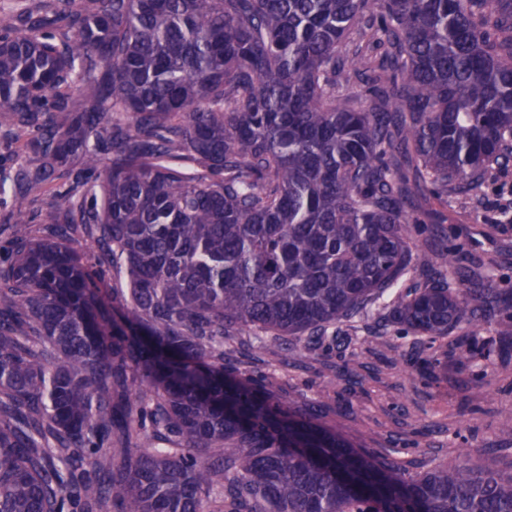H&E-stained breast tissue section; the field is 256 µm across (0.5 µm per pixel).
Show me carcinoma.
Wrapping results in <instances>:
<instances>
[{
	"mask_svg": "<svg viewBox=\"0 0 512 512\" xmlns=\"http://www.w3.org/2000/svg\"><path fill=\"white\" fill-rule=\"evenodd\" d=\"M3 128L17 184H71L7 220L0 512H512V469L397 476L224 376L227 336L322 337L448 266L403 206L512 161V0H15ZM504 306L437 277L386 320Z\"/></svg>",
	"mask_w": 512,
	"mask_h": 512,
	"instance_id": "cac0c4a2",
	"label": "carcinoma"
}]
</instances>
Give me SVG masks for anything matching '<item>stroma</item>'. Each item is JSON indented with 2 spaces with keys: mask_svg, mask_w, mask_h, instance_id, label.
I'll use <instances>...</instances> for the list:
<instances>
[{
  "mask_svg": "<svg viewBox=\"0 0 512 512\" xmlns=\"http://www.w3.org/2000/svg\"><path fill=\"white\" fill-rule=\"evenodd\" d=\"M21 161L18 141L0 134V253L12 247L6 214L27 205L13 183ZM488 185L468 194L414 195L405 213L413 254L448 249L454 263L444 274L449 288L479 283L512 295V222L497 206L512 202V164L494 170ZM385 296L330 337L269 336L250 331L224 342L228 372L249 379L288 410L313 413L317 423L350 449L399 472L423 475L463 463L512 468V344L496 323L472 335L467 323L447 335L426 336L387 322ZM481 356L461 364L457 345Z\"/></svg>",
  "mask_w": 512,
  "mask_h": 512,
  "instance_id": "35a3bbf8",
  "label": "stroma"
}]
</instances>
